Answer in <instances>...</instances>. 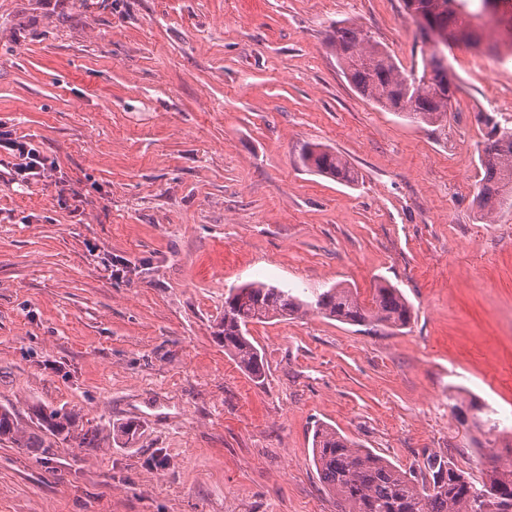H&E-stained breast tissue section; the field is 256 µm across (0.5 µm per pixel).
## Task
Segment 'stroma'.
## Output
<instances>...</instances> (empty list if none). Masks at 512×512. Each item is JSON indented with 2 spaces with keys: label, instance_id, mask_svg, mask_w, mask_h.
I'll return each mask as SVG.
<instances>
[{
  "label": "stroma",
  "instance_id": "stroma-1",
  "mask_svg": "<svg viewBox=\"0 0 512 512\" xmlns=\"http://www.w3.org/2000/svg\"><path fill=\"white\" fill-rule=\"evenodd\" d=\"M336 22L407 68L429 50L403 0H0V121L55 165L0 182V406L26 428L66 407L97 435L0 442V512H339L311 463L322 422L481 478L451 405L512 411V209L488 224L474 201L476 115L512 126V56L488 28L448 49L453 110L419 125L348 83ZM307 143L357 182L303 167ZM253 280L365 302L388 282L411 322L252 325L259 382L214 334ZM127 421L139 436L113 443Z\"/></svg>",
  "mask_w": 512,
  "mask_h": 512
}]
</instances>
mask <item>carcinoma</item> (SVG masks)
<instances>
[{"mask_svg":"<svg viewBox=\"0 0 512 512\" xmlns=\"http://www.w3.org/2000/svg\"><path fill=\"white\" fill-rule=\"evenodd\" d=\"M470 2L403 0L405 10L421 11L431 28L448 34L450 47L459 42L458 34L474 37L472 20L482 9L471 10ZM329 45L345 78L363 98L417 124L433 125L447 118L454 92L448 58L438 48L423 58L421 71L408 72L354 25L332 26ZM481 118L489 131L479 153L476 202L483 217L491 219L497 211L512 208V127L500 125L489 114ZM300 161L305 168L340 183L358 180V172L340 153L321 144L304 145ZM310 310L350 325L400 328L410 319L407 299L392 285H377L365 304L356 291L339 284L303 298L291 289L254 281L230 289L224 298V314L217 323L224 353L260 378L264 364L248 326ZM465 410L472 413L476 425L485 405L473 399L452 406L456 415ZM33 415L37 430L28 431L14 410L0 407V441L30 453H47L57 440L72 448L93 445L78 413L40 406ZM312 463L327 490L336 496L340 512H512V449L506 457L497 451L488 454L484 477L476 481L445 455L433 454L423 466L405 470L322 423L314 426Z\"/></svg>","mask_w":512,"mask_h":512,"instance_id":"cac0c4a2","label":"carcinoma"}]
</instances>
